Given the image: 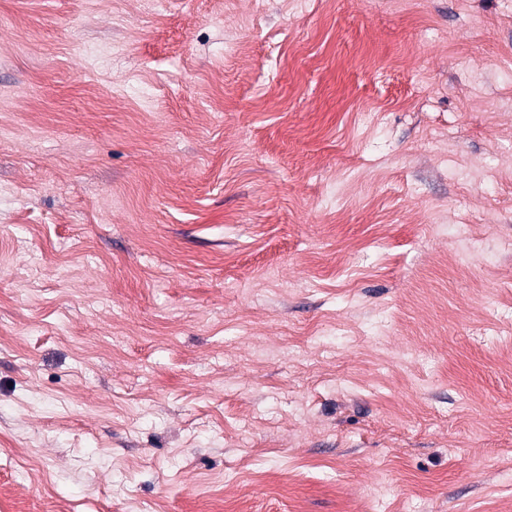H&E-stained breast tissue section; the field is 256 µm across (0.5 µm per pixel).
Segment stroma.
I'll return each mask as SVG.
<instances>
[{
    "label": "stroma",
    "mask_w": 512,
    "mask_h": 512,
    "mask_svg": "<svg viewBox=\"0 0 512 512\" xmlns=\"http://www.w3.org/2000/svg\"><path fill=\"white\" fill-rule=\"evenodd\" d=\"M512 512V0H0V512Z\"/></svg>",
    "instance_id": "1"
}]
</instances>
